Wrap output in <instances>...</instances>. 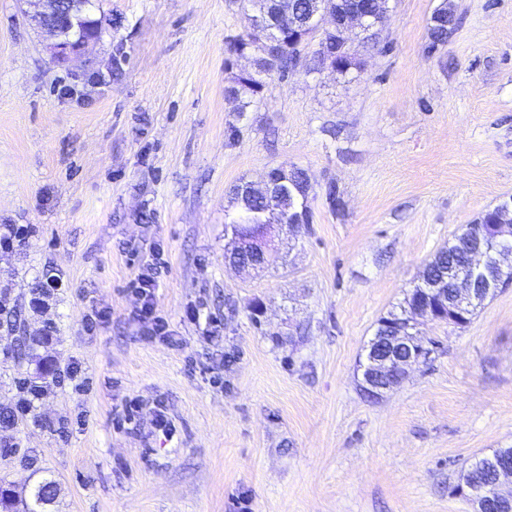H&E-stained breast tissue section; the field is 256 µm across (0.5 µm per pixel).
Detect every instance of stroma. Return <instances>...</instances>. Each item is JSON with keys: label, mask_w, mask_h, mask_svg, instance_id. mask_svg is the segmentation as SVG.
<instances>
[{"label": "stroma", "mask_w": 512, "mask_h": 512, "mask_svg": "<svg viewBox=\"0 0 512 512\" xmlns=\"http://www.w3.org/2000/svg\"><path fill=\"white\" fill-rule=\"evenodd\" d=\"M441 3L389 0L360 69L298 66L242 111L237 0H98L65 65L0 0V408L43 362L88 380L0 425L1 480H55L57 512H473L461 474L512 448V287L466 327L422 322L430 358L383 397L358 371L436 250L512 196V0H452L433 50ZM278 166L310 175L312 222L230 270L232 191ZM159 258L169 341L135 316ZM454 30L455 28L448 29V3L443 2L440 7L435 10L431 18V25L428 29L430 47L436 49L446 44L448 41L447 38Z\"/></svg>", "instance_id": "obj_1"}]
</instances>
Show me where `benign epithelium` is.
Listing matches in <instances>:
<instances>
[{
  "label": "benign epithelium",
  "mask_w": 512,
  "mask_h": 512,
  "mask_svg": "<svg viewBox=\"0 0 512 512\" xmlns=\"http://www.w3.org/2000/svg\"><path fill=\"white\" fill-rule=\"evenodd\" d=\"M26 2L33 8L27 16L49 37V49L57 61L79 57L96 43L94 39L76 42L70 37L73 28L93 12L95 0H73L63 27L45 22L52 0ZM372 22L373 17L355 5L326 10L319 3L307 20V28L322 32L331 25L338 34L336 45L345 47L351 44V35L359 38L370 32ZM277 54L276 43L267 40L259 43L253 53L242 50L234 56L253 58L259 55L271 61ZM273 184V177L268 175L258 184L248 183L242 191L239 198L240 223L228 225L231 246L227 248L229 258L225 264L235 270L264 269L270 252L274 250L271 229L285 225L281 220V210L270 208L256 215L248 207L250 198L270 195ZM310 189L308 180L301 189L289 186L288 224L285 226L290 232L308 223V214L294 201L296 196L308 193ZM495 210L498 223L484 224L478 234L466 239L470 266L484 273V277L476 280L454 269L447 270L441 279L427 281L391 323L376 329L359 364L362 388L368 395L377 398L394 389L404 380L410 366L429 358L432 349L418 330V320L427 319L463 328L470 323L471 314L487 299L512 285V197L498 203ZM509 478H512V463L498 468L493 488L479 489L465 483L458 486L457 492L471 501L474 512H486L485 503L489 499L500 504L506 501L512 504V488L506 490L503 487V480Z\"/></svg>",
  "instance_id": "1"
}]
</instances>
